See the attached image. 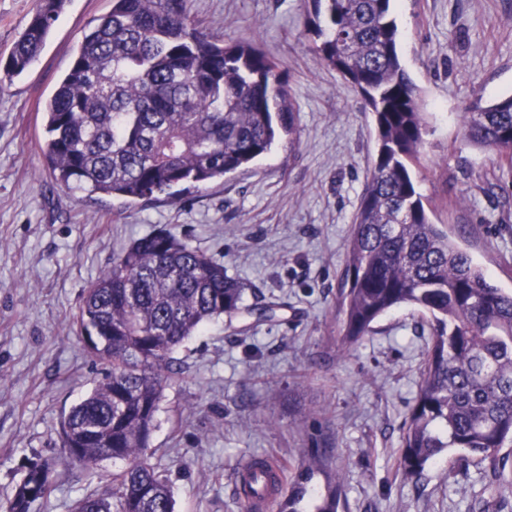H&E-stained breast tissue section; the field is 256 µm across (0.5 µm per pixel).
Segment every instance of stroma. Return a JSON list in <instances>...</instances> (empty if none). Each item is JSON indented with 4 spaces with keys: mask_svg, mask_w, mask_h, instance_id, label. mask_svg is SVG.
<instances>
[{
    "mask_svg": "<svg viewBox=\"0 0 512 512\" xmlns=\"http://www.w3.org/2000/svg\"><path fill=\"white\" fill-rule=\"evenodd\" d=\"M35 0H0V68ZM402 63L421 91L428 133L414 170L435 223L487 278L512 290V163L468 145L462 117L477 96L512 92V0H395ZM110 0H70L39 58L0 82V500L28 460L57 461L47 501L71 512L109 483L59 464L63 412L95 385L74 318L81 293L134 240L170 229L223 263L250 294L278 298L270 321L219 318L175 352L152 437L153 464L175 512H246L236 474L253 457L296 469L319 451L343 481L347 512H482L481 466L455 482L440 456L418 481L398 472L405 419L429 340L410 307L342 345L336 298L346 244L372 168V118L356 90L304 38L303 0H189L214 38L261 45L288 76L299 142L179 202L75 199L45 171L43 106L69 69L85 24Z\"/></svg>",
    "mask_w": 512,
    "mask_h": 512,
    "instance_id": "1",
    "label": "stroma"
}]
</instances>
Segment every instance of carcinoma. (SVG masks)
I'll use <instances>...</instances> for the list:
<instances>
[{
	"instance_id": "obj_1",
	"label": "carcinoma",
	"mask_w": 512,
	"mask_h": 512,
	"mask_svg": "<svg viewBox=\"0 0 512 512\" xmlns=\"http://www.w3.org/2000/svg\"><path fill=\"white\" fill-rule=\"evenodd\" d=\"M82 31L71 67L44 106L42 153L67 192L123 204L183 193L269 154L283 134L297 140L288 80L255 43L208 35L188 0H110ZM391 0H306L304 37L361 95L373 118L376 154L347 241L338 312L354 344L384 314L410 306L429 317L416 404L405 421L399 470L417 479L446 451L486 464L495 485L484 512H497L496 483L512 441V293L491 283L432 220L412 165L427 134L416 85L397 48ZM67 0H37L14 43L4 77L40 56ZM463 138L512 159V94L478 97ZM246 285L168 229L132 242L82 293L77 327L88 357L104 365L91 393L60 420L64 462L125 467L72 512H174L167 478L150 463L151 438L173 353L207 322L243 313L264 321L278 303L245 301ZM56 464L32 461L0 512H32L54 484ZM327 491L315 512H341L343 483L313 455L294 473L279 512H301L315 475Z\"/></svg>"
}]
</instances>
